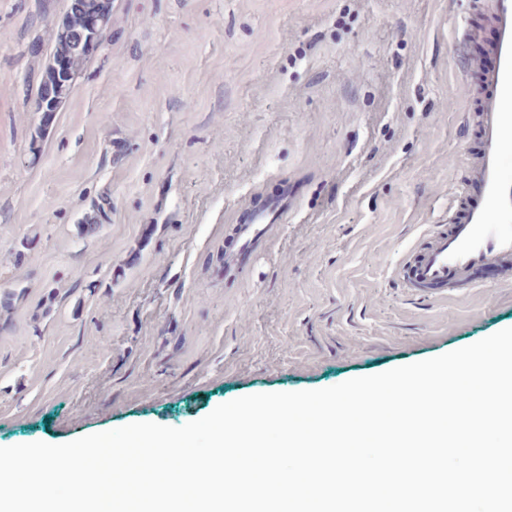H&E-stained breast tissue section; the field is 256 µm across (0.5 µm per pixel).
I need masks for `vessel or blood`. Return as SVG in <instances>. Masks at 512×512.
<instances>
[{"mask_svg":"<svg viewBox=\"0 0 512 512\" xmlns=\"http://www.w3.org/2000/svg\"><path fill=\"white\" fill-rule=\"evenodd\" d=\"M461 36L470 45L461 92L475 103V138L463 153L447 217L428 225L394 268L407 294L438 300L512 285V0H491L484 21L464 22ZM287 207V198L274 199L239 227L225 274L250 261Z\"/></svg>","mask_w":512,"mask_h":512,"instance_id":"vessel-or-blood-1","label":"vessel or blood"}]
</instances>
